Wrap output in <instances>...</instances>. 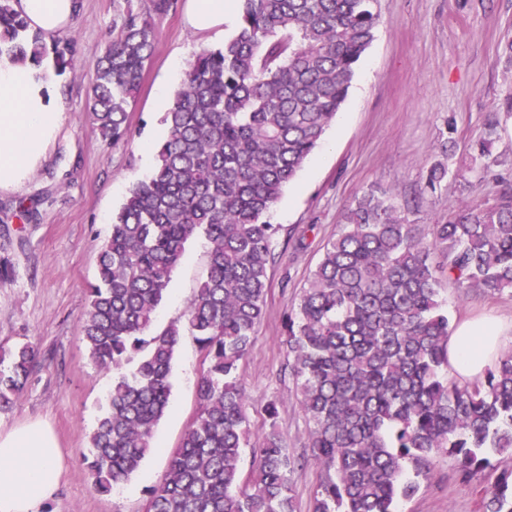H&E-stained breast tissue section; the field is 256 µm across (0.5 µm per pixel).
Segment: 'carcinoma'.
<instances>
[{"instance_id": "cac0c4a2", "label": "carcinoma", "mask_w": 512, "mask_h": 512, "mask_svg": "<svg viewBox=\"0 0 512 512\" xmlns=\"http://www.w3.org/2000/svg\"><path fill=\"white\" fill-rule=\"evenodd\" d=\"M234 34L204 48L162 122L151 173L129 190L99 254L82 338L113 372L90 435L94 487L108 494L153 450L172 393L183 336L203 354L198 413L149 493L148 512H295L297 458L277 430L250 442L249 399L239 366L264 314L278 227L267 220L283 189L320 144L344 104L374 38L377 0H238ZM178 0H151L112 26L91 81L87 112L106 146L129 137L128 109L153 61L156 18ZM74 44L47 46L0 0V61L56 74L72 68ZM488 173L506 161L479 144ZM208 245L205 275L184 320L153 332L157 309L187 243ZM464 294L512 297V186L495 202L443 224H413L371 189L352 205L288 315V370L309 424L307 447L322 477L312 512H398L433 458L454 461L462 482L492 469L483 512H512V350L481 379L458 375L442 279ZM35 350L17 346L0 367V411L24 389ZM255 465L240 468L244 449Z\"/></svg>"}]
</instances>
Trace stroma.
Here are the masks:
<instances>
[{
    "label": "stroma",
    "instance_id": "obj_1",
    "mask_svg": "<svg viewBox=\"0 0 512 512\" xmlns=\"http://www.w3.org/2000/svg\"><path fill=\"white\" fill-rule=\"evenodd\" d=\"M66 40L75 42L72 70L53 78L61 113L47 159L19 188L0 191V356L27 343L36 357L23 392L0 412V430L39 418L54 430L66 473L45 512H146L159 483L198 411L202 355L185 338L172 374L170 407L158 423L156 449L111 493H98L84 463L89 436L112 386L110 373L90 359L81 324L87 288L97 274L100 248L112 217L131 186L154 165L145 144L165 134L171 105L160 90L175 91L204 48L223 43L234 25L197 32L185 8L157 18L154 59L129 112L130 135L106 148L86 110L87 91L112 24L126 9L150 0H79ZM379 25L359 61L346 102L321 145L309 156L270 212L279 231L269 269L270 288L256 339L241 365L250 397L252 438L266 429L263 405L278 401L277 426L290 450L307 456L308 425L296 403V385L283 374L287 361L284 322L301 288L335 238L355 200L369 189L384 191L408 217L441 224L464 206L493 203L512 169L484 175L474 147L491 140L494 154L512 159V0H378ZM448 176L427 181L437 160ZM35 212L24 220L23 209ZM207 247L191 239L172 273L157 326L180 319L202 280ZM452 324L470 317H497L512 349V297L483 298L446 287ZM485 470L458 481L448 458L435 459L418 494L399 512H482L484 490L494 480Z\"/></svg>",
    "mask_w": 512,
    "mask_h": 512
}]
</instances>
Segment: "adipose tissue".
Wrapping results in <instances>:
<instances>
[{
  "label": "adipose tissue",
  "mask_w": 512,
  "mask_h": 512,
  "mask_svg": "<svg viewBox=\"0 0 512 512\" xmlns=\"http://www.w3.org/2000/svg\"><path fill=\"white\" fill-rule=\"evenodd\" d=\"M14 6L48 38L67 33L78 13V0H14ZM236 13L237 0H188L187 21L198 31L221 27ZM48 87L43 71L0 62V190L23 185L46 159L61 121ZM503 339L495 320L464 321L449 340V359L462 377H475ZM64 474L62 451L41 420L0 431V512H44Z\"/></svg>",
  "instance_id": "ef3b65f1"
}]
</instances>
